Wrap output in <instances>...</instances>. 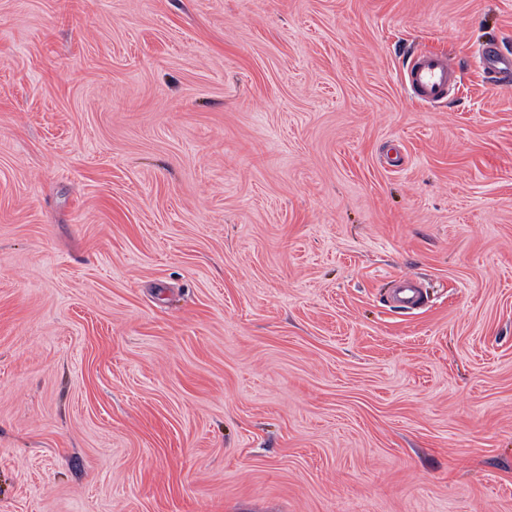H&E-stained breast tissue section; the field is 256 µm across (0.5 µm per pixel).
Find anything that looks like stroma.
I'll return each mask as SVG.
<instances>
[{
    "label": "stroma",
    "mask_w": 512,
    "mask_h": 512,
    "mask_svg": "<svg viewBox=\"0 0 512 512\" xmlns=\"http://www.w3.org/2000/svg\"><path fill=\"white\" fill-rule=\"evenodd\" d=\"M492 40L512 0H0V512H512ZM459 75L448 57L438 53L413 55L405 69L404 88L423 105L441 102L448 95V86L458 82ZM394 296V304L397 307L413 308L421 300L420 289L416 288L414 278L410 276L400 279L399 288H395Z\"/></svg>",
    "instance_id": "35a3bbf8"
}]
</instances>
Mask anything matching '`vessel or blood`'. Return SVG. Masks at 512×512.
Instances as JSON below:
<instances>
[{"instance_id":"b4317fda","label":"vessel or blood","mask_w":512,"mask_h":512,"mask_svg":"<svg viewBox=\"0 0 512 512\" xmlns=\"http://www.w3.org/2000/svg\"><path fill=\"white\" fill-rule=\"evenodd\" d=\"M482 61L488 73L497 74L512 70V55L503 53L496 45L481 51ZM459 75L448 57L438 53L413 55L405 69L404 88L416 101L424 105L441 102L448 94V87L457 82ZM396 306L410 308L419 304L421 292L412 277L400 279L394 291Z\"/></svg>"}]
</instances>
